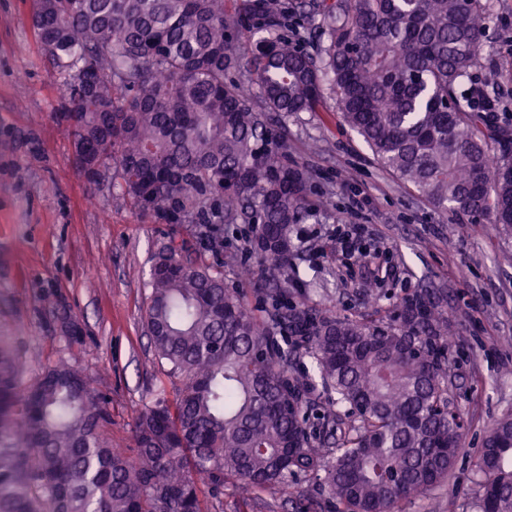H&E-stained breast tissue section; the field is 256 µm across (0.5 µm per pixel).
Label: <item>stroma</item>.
<instances>
[{
  "mask_svg": "<svg viewBox=\"0 0 512 512\" xmlns=\"http://www.w3.org/2000/svg\"><path fill=\"white\" fill-rule=\"evenodd\" d=\"M31 0H0V336L11 337L28 374L66 362L88 376L112 413L105 437L133 454L139 412L180 386L165 376L144 325L145 282L155 258L182 233L136 214L111 182L89 184L73 164V142L57 112L66 95L35 34ZM475 76L500 96L512 122V0H490ZM288 159L313 174L320 220L297 231L307 266L328 271L324 287L296 286L298 300L335 305L351 317L389 307L420 288L438 289L458 334L450 350L462 440L447 486L402 502L399 512H473L477 463L487 431L512 413V231L485 217L435 210L413 186L382 168L345 125L333 96L290 115ZM365 227L371 263L344 251L338 229ZM246 225L224 231L237 261L224 282L257 302L265 277L250 265ZM76 317L82 343L68 345ZM216 512H294L271 488L243 501L225 484Z\"/></svg>",
  "mask_w": 512,
  "mask_h": 512,
  "instance_id": "35a3bbf8",
  "label": "stroma"
}]
</instances>
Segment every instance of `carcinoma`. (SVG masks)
I'll return each mask as SVG.
<instances>
[{"label":"carcinoma","instance_id":"cac0c4a2","mask_svg":"<svg viewBox=\"0 0 512 512\" xmlns=\"http://www.w3.org/2000/svg\"><path fill=\"white\" fill-rule=\"evenodd\" d=\"M311 25L309 51L284 34ZM486 0H34L33 26L70 89L74 161L108 175L140 216L185 225L150 270L145 326L181 386L137 417L136 458L102 437L107 402L59 362L29 376L0 336V512H211L224 482L254 495L321 477L315 512H395L448 483L461 439L450 401L455 325L429 289L352 318L274 288L224 285V225L247 224L257 263L298 270L296 225L321 212L273 120L329 90L377 161L436 209L512 229V125L473 81ZM249 46L244 54L235 43ZM319 383L298 371L304 358ZM324 411L318 433L305 408ZM475 512H512V415L481 451Z\"/></svg>","mask_w":512,"mask_h":512}]
</instances>
